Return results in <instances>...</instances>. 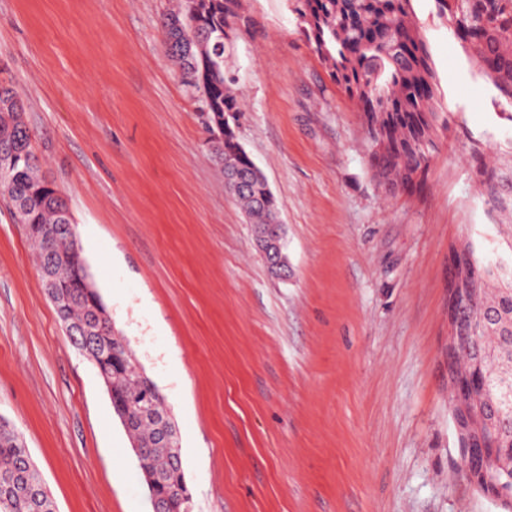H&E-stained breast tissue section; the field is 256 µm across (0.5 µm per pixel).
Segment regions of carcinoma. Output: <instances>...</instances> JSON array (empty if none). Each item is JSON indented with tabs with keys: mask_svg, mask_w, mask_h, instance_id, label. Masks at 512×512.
Wrapping results in <instances>:
<instances>
[{
	"mask_svg": "<svg viewBox=\"0 0 512 512\" xmlns=\"http://www.w3.org/2000/svg\"><path fill=\"white\" fill-rule=\"evenodd\" d=\"M440 14L453 22V35L472 51L480 73L512 106V0H436ZM306 42L329 65L332 81L360 111L369 112L390 130L391 152H369L370 166L388 194L411 191L413 175L422 171L437 141L425 130L449 129L453 116L441 112L438 83L428 45L419 31L413 0H294ZM239 0H201L197 15H187L178 0L163 22L167 51L177 63L181 84L206 109L224 117L240 111L233 90L235 75L226 67L239 24ZM9 84H0V156L16 162L0 175L3 200L19 224L36 225L29 235L37 251L41 280L55 287L56 313L72 328L70 340H86L92 355H117L109 384L112 408L140 450L141 473L159 484L164 496L154 512H184L178 473L184 472L180 439L157 385L140 366L129 343L113 333L99 312V295L79 287L84 262L81 248L65 229L72 223L61 193L39 174L32 134L19 120L23 105ZM475 181L486 213L512 216V137L497 142L490 135L469 139ZM235 199L250 223L274 220L277 201L266 199L261 186L246 187ZM493 253L477 255L468 247L479 273L477 293L468 315L477 339L456 357L463 371L479 363L487 387L489 424L484 441L512 448V225L493 224ZM23 439L0 426V512H55Z\"/></svg>",
	"mask_w": 512,
	"mask_h": 512,
	"instance_id": "cac0c4a2",
	"label": "carcinoma"
}]
</instances>
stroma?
Instances as JSON below:
<instances>
[{"mask_svg": "<svg viewBox=\"0 0 512 512\" xmlns=\"http://www.w3.org/2000/svg\"><path fill=\"white\" fill-rule=\"evenodd\" d=\"M174 0H0V80L69 206L116 333L166 399L191 512H512L467 478L449 410L448 267L490 222L464 132L512 137L497 90L414 0L462 127L384 196L364 119L291 0H240L237 139L278 201L292 273L268 272L217 172L162 23ZM0 417L57 512H152L127 434L0 200Z\"/></svg>", "mask_w": 512, "mask_h": 512, "instance_id": "stroma-1", "label": "stroma"}]
</instances>
